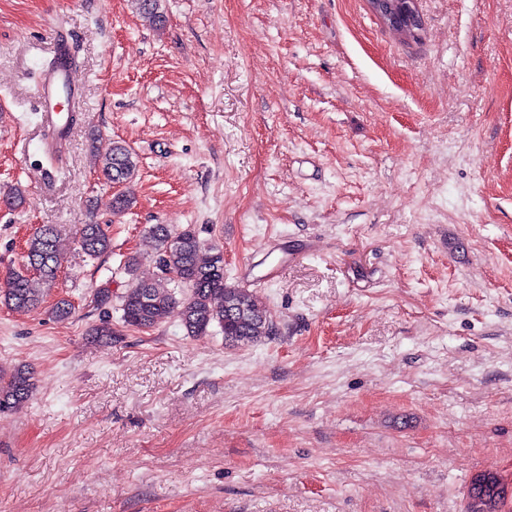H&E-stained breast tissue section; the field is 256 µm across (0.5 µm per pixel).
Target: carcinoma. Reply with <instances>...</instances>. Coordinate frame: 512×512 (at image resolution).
Instances as JSON below:
<instances>
[{
	"label": "carcinoma",
	"instance_id": "obj_1",
	"mask_svg": "<svg viewBox=\"0 0 512 512\" xmlns=\"http://www.w3.org/2000/svg\"><path fill=\"white\" fill-rule=\"evenodd\" d=\"M131 7L151 26L164 22L160 0H130ZM101 173L111 184L126 185L135 175L137 162L122 143L110 141L100 148ZM155 243L157 274L151 281H137L121 296V321L126 327L147 330L176 314L190 336H206L218 325L228 346L261 342L273 334V320L256 292L227 284L224 277V251L216 246L204 248L195 231L173 230L168 224H153L148 229ZM75 243L80 252L97 258L111 251V238L100 224H82ZM60 237L55 226L36 229L26 253V267L33 271H13L0 286V299L14 309L31 310L41 303L36 280L53 281L60 269ZM187 289L177 297L170 285ZM34 390V371L19 365L6 373L0 370V413L25 406ZM503 501L492 486H486L471 512H501Z\"/></svg>",
	"mask_w": 512,
	"mask_h": 512
}]
</instances>
